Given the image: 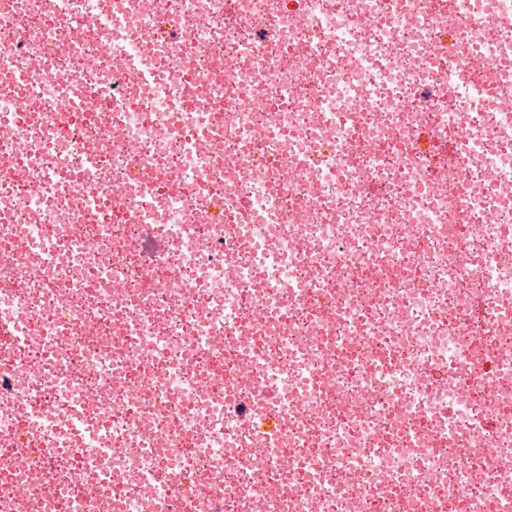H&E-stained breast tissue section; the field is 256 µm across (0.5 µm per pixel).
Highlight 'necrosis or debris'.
I'll return each mask as SVG.
<instances>
[{"mask_svg": "<svg viewBox=\"0 0 512 512\" xmlns=\"http://www.w3.org/2000/svg\"><path fill=\"white\" fill-rule=\"evenodd\" d=\"M509 83L512 0H0V512H512ZM448 148L451 160H457L464 150V143L460 139L448 140V142L430 141V150L437 158L442 169L448 167Z\"/></svg>", "mask_w": 512, "mask_h": 512, "instance_id": "4bbe7bcc", "label": "necrosis or debris"}]
</instances>
